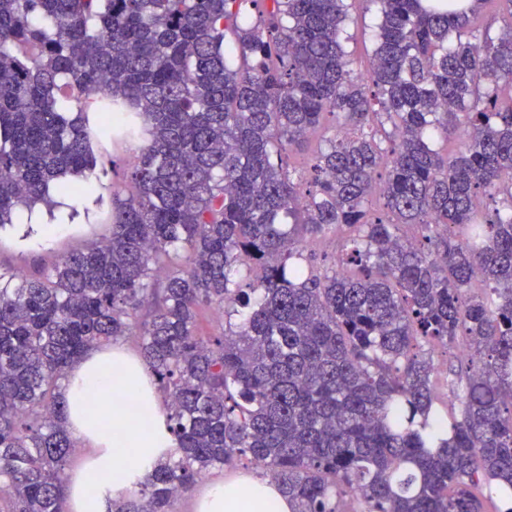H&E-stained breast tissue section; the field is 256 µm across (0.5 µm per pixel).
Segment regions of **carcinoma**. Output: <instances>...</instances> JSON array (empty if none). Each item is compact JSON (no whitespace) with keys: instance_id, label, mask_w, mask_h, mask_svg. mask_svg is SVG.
<instances>
[{"instance_id":"obj_1","label":"carcinoma","mask_w":512,"mask_h":512,"mask_svg":"<svg viewBox=\"0 0 512 512\" xmlns=\"http://www.w3.org/2000/svg\"><path fill=\"white\" fill-rule=\"evenodd\" d=\"M111 141L143 146L110 235L0 272V512H66L56 389L133 334L176 448L112 512L243 457L294 512H512V0H0V230ZM339 229L329 266L310 246ZM214 306L239 320L204 338ZM461 338L456 416L426 347ZM354 17L355 22L350 26V33L354 35V40L351 41L350 46L355 51V55L358 59V65L356 67L357 72L365 74L371 43L368 39V35L364 36L363 32L365 25H372L374 13L373 11H370L365 15L356 14Z\"/></svg>"}]
</instances>
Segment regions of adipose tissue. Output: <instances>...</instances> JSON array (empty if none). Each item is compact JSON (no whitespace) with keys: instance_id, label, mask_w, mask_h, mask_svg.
<instances>
[{"instance_id":"ef3b65f1","label":"adipose tissue","mask_w":512,"mask_h":512,"mask_svg":"<svg viewBox=\"0 0 512 512\" xmlns=\"http://www.w3.org/2000/svg\"><path fill=\"white\" fill-rule=\"evenodd\" d=\"M94 387L101 407L111 409L104 425L84 395ZM66 426L84 453L67 483L69 512H106L108 499L137 491L175 442L168 412L142 359L124 346L90 349L73 363L63 388ZM196 512H293L275 485L243 477L209 485Z\"/></svg>"}]
</instances>
